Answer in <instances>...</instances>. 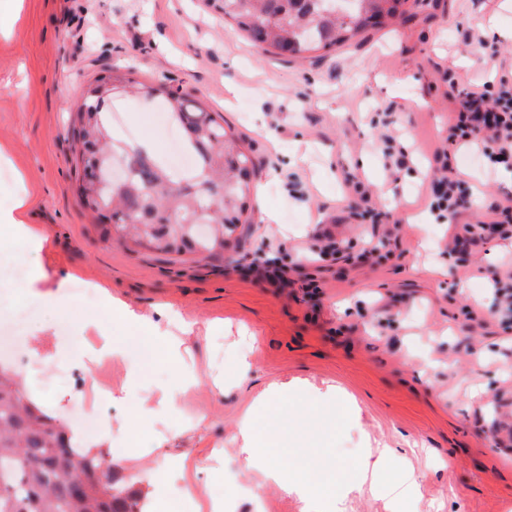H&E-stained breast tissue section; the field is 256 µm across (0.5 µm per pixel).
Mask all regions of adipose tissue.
Segmentation results:
<instances>
[{"mask_svg":"<svg viewBox=\"0 0 512 512\" xmlns=\"http://www.w3.org/2000/svg\"><path fill=\"white\" fill-rule=\"evenodd\" d=\"M28 200L18 197L14 208L0 211V226L4 227L9 241L8 247L0 253V288L20 287L25 296L34 302L51 299L58 310H66L72 303L68 291V279L50 282L40 254L46 239L39 230L25 223L16 215L17 210L26 208ZM17 261L27 268L24 282L10 279L6 263ZM107 311L112 314L114 325H133L139 330L149 359L164 363L171 372V378L162 391L158 404L142 399L138 402L140 420H147L156 406L177 409L180 399L199 383L195 373L186 369L180 361L177 341L153 312L144 311L132 305L113 299L104 294ZM292 388L280 383L264 390L253 402L239 424L237 433L238 456L242 467L249 472L261 473L266 482L281 491L295 496L302 504V512H346L344 504L348 496L363 490L366 484L389 498L392 512H404L406 502L417 489L418 475L410 468L393 470L392 463L397 456L396 449L383 447L364 453L349 471L335 478H329L322 485L303 476L288 477L284 471L281 456L266 445L262 424L270 418H282L290 409Z\"/></svg>","mask_w":512,"mask_h":512,"instance_id":"1","label":"adipose tissue"}]
</instances>
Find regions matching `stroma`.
I'll return each mask as SVG.
<instances>
[{
  "mask_svg": "<svg viewBox=\"0 0 512 512\" xmlns=\"http://www.w3.org/2000/svg\"><path fill=\"white\" fill-rule=\"evenodd\" d=\"M502 2L408 0L398 21L295 60L259 50L209 0H23L12 33L0 35V206L30 197L25 220L42 225L49 240L51 280L72 273L79 285L104 286L143 309L166 305L193 322L184 357L201 383L177 412L154 415L156 445L141 448L133 406L106 407L97 394L122 384L140 354L103 363L91 378L74 367L112 333L108 321L96 334L79 327L98 314L97 302L78 300L59 313L8 296L0 299V329L33 308L27 340L37 358L23 383L141 491L142 512L158 510L162 469L169 512H210L218 500L226 512H300L296 499L240 469L234 443L252 395L295 378L336 384L355 416L328 428L324 406L297 392L293 425L270 428L285 466L305 464L318 478L327 461L347 467L385 445L419 474L410 512H512V459L501 445L505 432L492 427L512 423V319L493 291L512 265V243L448 249L462 225L512 196V171L465 151H450L444 167L434 160L448 134L445 70L480 88L512 64V44L485 23L493 14L512 27ZM473 31L495 42L496 57L471 44ZM112 71L188 94L253 156L264 192L251 195L248 221L223 255L159 256L101 239L79 196L72 128L83 89ZM380 75L392 84L379 85ZM417 97L430 108H410ZM109 109L120 114L111 124L117 138L149 142L168 161L172 147L154 102L117 97ZM262 118L273 138L256 132ZM389 148L404 156L393 171ZM460 169L481 186L483 206L446 224L429 210L425 189ZM368 202L398 226L361 218ZM266 206L277 223L260 222ZM329 236L339 256H320ZM371 238L380 240L378 252L359 260ZM260 248L283 259L287 287L246 273ZM239 357L248 362L244 384L227 385ZM82 402L103 413L96 432L81 427ZM199 413L207 416L201 425Z\"/></svg>",
  "mask_w": 512,
  "mask_h": 512,
  "instance_id": "1",
  "label": "stroma"
}]
</instances>
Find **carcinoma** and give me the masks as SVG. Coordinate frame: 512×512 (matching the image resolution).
I'll return each instance as SVG.
<instances>
[{
  "instance_id": "carcinoma-1",
  "label": "carcinoma",
  "mask_w": 512,
  "mask_h": 512,
  "mask_svg": "<svg viewBox=\"0 0 512 512\" xmlns=\"http://www.w3.org/2000/svg\"><path fill=\"white\" fill-rule=\"evenodd\" d=\"M224 20L264 52L291 49L295 58L330 50L367 28L405 14V0H355L348 19L333 15L330 0H217ZM157 103L197 158L179 178L146 147L119 143L103 116L108 85ZM79 194L100 219L101 237L157 254L224 252V228L241 223L255 174L252 158L198 102L168 89L112 75L87 85L74 111ZM119 154L120 189L99 192L90 160ZM105 459L71 443L60 420L27 396L10 366L0 363V512H139L140 496L118 487Z\"/></svg>"
}]
</instances>
